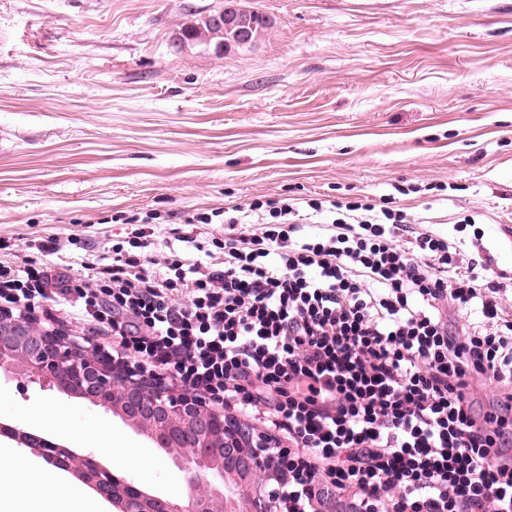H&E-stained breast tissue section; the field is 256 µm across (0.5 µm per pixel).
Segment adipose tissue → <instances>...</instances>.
Here are the masks:
<instances>
[{
  "instance_id": "ef3b65f1",
  "label": "adipose tissue",
  "mask_w": 512,
  "mask_h": 512,
  "mask_svg": "<svg viewBox=\"0 0 512 512\" xmlns=\"http://www.w3.org/2000/svg\"><path fill=\"white\" fill-rule=\"evenodd\" d=\"M58 481V472L53 467L29 473L18 457L0 449V507L21 502L45 512L63 496Z\"/></svg>"
}]
</instances>
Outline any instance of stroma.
<instances>
[{"instance_id": "35a3bbf8", "label": "stroma", "mask_w": 512, "mask_h": 512, "mask_svg": "<svg viewBox=\"0 0 512 512\" xmlns=\"http://www.w3.org/2000/svg\"><path fill=\"white\" fill-rule=\"evenodd\" d=\"M223 4L0 0V238L76 261L125 240L119 211L387 199L488 261L511 319L512 0H247L272 22L251 46L183 38ZM100 418L180 490L119 415L0 381V420L77 454Z\"/></svg>"}]
</instances>
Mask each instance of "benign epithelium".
Instances as JSON below:
<instances>
[{"label": "benign epithelium", "mask_w": 512, "mask_h": 512, "mask_svg": "<svg viewBox=\"0 0 512 512\" xmlns=\"http://www.w3.org/2000/svg\"><path fill=\"white\" fill-rule=\"evenodd\" d=\"M240 41L250 39L248 18L238 8L211 16ZM23 377L43 389L76 394L106 411L120 404L127 420L150 433L156 447L184 473L182 489L153 512H189V504H202L206 512H287L283 491L288 472L264 450L260 434L244 440L241 429L224 414L186 395H174L163 381L147 383L135 371L116 372L109 360L90 355L76 338L48 332L24 317L0 321V376ZM30 455H42L30 432L14 427L0 434ZM97 493L113 505V512H140L147 498L129 496L116 507L112 480L104 474L96 481Z\"/></svg>", "instance_id": "7a95c632"}]
</instances>
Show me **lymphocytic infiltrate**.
Masks as SVG:
<instances>
[{
    "label": "lymphocytic infiltrate",
    "instance_id": "lymphocytic-infiltrate-1",
    "mask_svg": "<svg viewBox=\"0 0 512 512\" xmlns=\"http://www.w3.org/2000/svg\"><path fill=\"white\" fill-rule=\"evenodd\" d=\"M283 197L187 213L228 223L221 253L154 251L157 210L79 265L0 256V314L64 313L112 361L265 428L287 450L294 512H512V321L484 261L403 210Z\"/></svg>",
    "mask_w": 512,
    "mask_h": 512
}]
</instances>
